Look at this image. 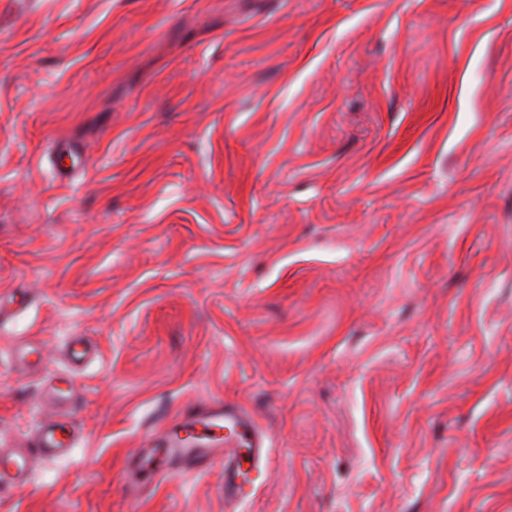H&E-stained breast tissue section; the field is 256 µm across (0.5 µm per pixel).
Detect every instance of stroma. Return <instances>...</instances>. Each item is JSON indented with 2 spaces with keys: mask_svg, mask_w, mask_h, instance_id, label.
<instances>
[{
  "mask_svg": "<svg viewBox=\"0 0 512 512\" xmlns=\"http://www.w3.org/2000/svg\"><path fill=\"white\" fill-rule=\"evenodd\" d=\"M215 399L252 495L139 484ZM47 421L0 512H512V0H0V450ZM73 442L66 435L63 427L44 423L38 427L31 448H19L16 451L0 455V490L3 487L23 488L28 484L32 459H54L68 455Z\"/></svg>",
  "mask_w": 512,
  "mask_h": 512,
  "instance_id": "35a3bbf8",
  "label": "stroma"
}]
</instances>
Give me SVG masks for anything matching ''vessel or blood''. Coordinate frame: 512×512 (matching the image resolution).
<instances>
[{
    "mask_svg": "<svg viewBox=\"0 0 512 512\" xmlns=\"http://www.w3.org/2000/svg\"><path fill=\"white\" fill-rule=\"evenodd\" d=\"M163 453L141 465L146 479L167 474L174 458L188 466L224 470V493L247 498L253 473L259 472L267 458V448L244 408L216 401L183 408L179 419L165 434ZM73 443L63 427L42 424L32 447L0 454V488H23L28 483L34 457L54 459L68 455Z\"/></svg>",
    "mask_w": 512,
    "mask_h": 512,
    "instance_id": "vessel-or-blood-1",
    "label": "vessel or blood"
}]
</instances>
